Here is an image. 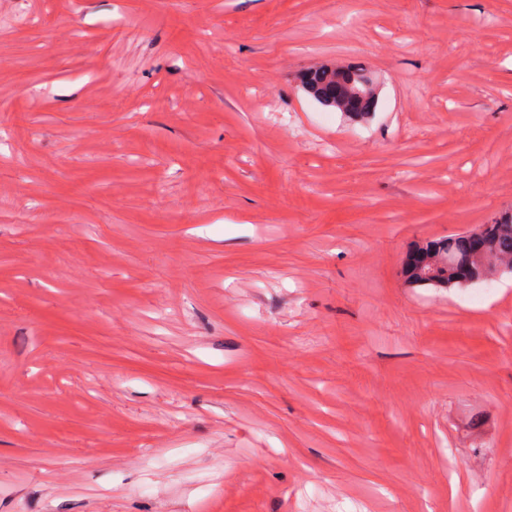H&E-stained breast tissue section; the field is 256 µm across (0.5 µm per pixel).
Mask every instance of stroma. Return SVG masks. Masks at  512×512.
Instances as JSON below:
<instances>
[{
  "label": "stroma",
  "instance_id": "35a3bbf8",
  "mask_svg": "<svg viewBox=\"0 0 512 512\" xmlns=\"http://www.w3.org/2000/svg\"><path fill=\"white\" fill-rule=\"evenodd\" d=\"M508 209L512 0H0V512H512ZM301 84L316 101L336 112L355 117L375 112L379 87L363 68L321 65L304 72ZM472 233L485 241V250L480 255L469 249ZM422 255L431 264L420 269L413 260ZM428 272L432 275L428 276ZM404 273L409 283L433 288L463 287L498 273H512V212L500 216L493 224H479L464 233L419 244L407 255Z\"/></svg>",
  "mask_w": 512,
  "mask_h": 512
}]
</instances>
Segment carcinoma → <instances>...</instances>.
<instances>
[{
    "instance_id": "carcinoma-1",
    "label": "carcinoma",
    "mask_w": 512,
    "mask_h": 512,
    "mask_svg": "<svg viewBox=\"0 0 512 512\" xmlns=\"http://www.w3.org/2000/svg\"><path fill=\"white\" fill-rule=\"evenodd\" d=\"M302 88L321 105L355 117L375 111L379 87L371 72L357 67L321 65L301 77ZM480 235L485 250L469 249V237ZM426 256L431 264L420 269L413 260ZM409 283L433 288L463 287L498 273H512V212L492 224H480L442 240L426 241L411 251L404 262Z\"/></svg>"
}]
</instances>
